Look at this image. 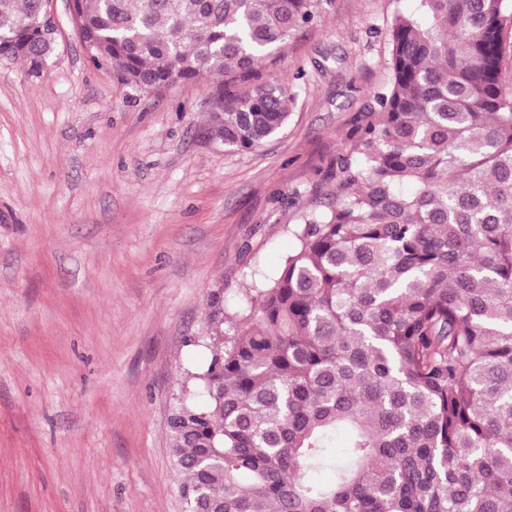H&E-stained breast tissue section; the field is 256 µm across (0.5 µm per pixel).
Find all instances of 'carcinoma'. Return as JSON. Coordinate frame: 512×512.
<instances>
[{"label": "carcinoma", "mask_w": 512, "mask_h": 512, "mask_svg": "<svg viewBox=\"0 0 512 512\" xmlns=\"http://www.w3.org/2000/svg\"><path fill=\"white\" fill-rule=\"evenodd\" d=\"M91 62L140 93L221 79L214 132L287 125L288 45L332 0H73ZM47 0H0V57L39 71ZM512 0H414L376 121L170 417L189 512H512ZM328 470L332 481L313 474Z\"/></svg>", "instance_id": "obj_1"}]
</instances>
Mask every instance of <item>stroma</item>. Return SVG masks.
Listing matches in <instances>:
<instances>
[{
	"label": "stroma",
	"instance_id": "stroma-1",
	"mask_svg": "<svg viewBox=\"0 0 512 512\" xmlns=\"http://www.w3.org/2000/svg\"><path fill=\"white\" fill-rule=\"evenodd\" d=\"M411 7L333 0L277 73L286 127L250 150L213 139L214 81L154 96L94 66L64 0L37 74L0 58V512H187L168 427L203 356L187 339L335 193Z\"/></svg>",
	"mask_w": 512,
	"mask_h": 512
}]
</instances>
